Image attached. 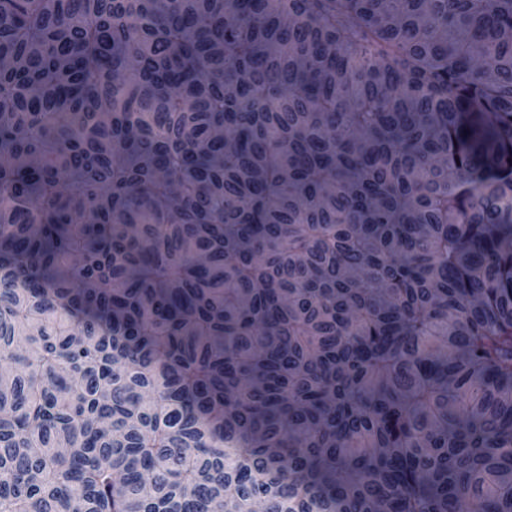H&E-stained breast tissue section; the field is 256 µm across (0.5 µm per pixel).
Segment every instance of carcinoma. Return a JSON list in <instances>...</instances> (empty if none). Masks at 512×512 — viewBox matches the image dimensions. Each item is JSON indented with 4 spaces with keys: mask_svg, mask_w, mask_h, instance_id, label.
I'll return each instance as SVG.
<instances>
[{
    "mask_svg": "<svg viewBox=\"0 0 512 512\" xmlns=\"http://www.w3.org/2000/svg\"><path fill=\"white\" fill-rule=\"evenodd\" d=\"M0 512H512V0H0Z\"/></svg>",
    "mask_w": 512,
    "mask_h": 512,
    "instance_id": "cac0c4a2",
    "label": "carcinoma"
}]
</instances>
